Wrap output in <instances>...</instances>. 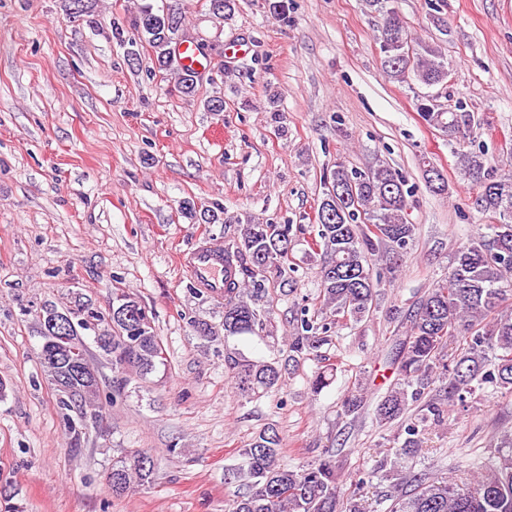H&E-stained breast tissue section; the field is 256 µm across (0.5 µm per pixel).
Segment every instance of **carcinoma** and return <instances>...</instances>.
Listing matches in <instances>:
<instances>
[{"label":"carcinoma","instance_id":"cac0c4a2","mask_svg":"<svg viewBox=\"0 0 512 512\" xmlns=\"http://www.w3.org/2000/svg\"><path fill=\"white\" fill-rule=\"evenodd\" d=\"M381 15L377 40L384 73L399 83L427 88L418 92L415 107L421 119L446 135L464 139L474 126L475 115L458 102L444 104L448 88V62L441 50L412 37L394 0H367ZM237 0H206L208 13L221 21L233 19ZM264 8L277 21L290 22L288 0H264ZM186 14L168 7L142 5L132 19L136 37L113 24L112 35L129 44L127 57L138 56V43L150 48L159 72L178 69L173 45L184 41ZM461 171L478 189L476 207L499 219L490 235H480L460 246L451 257L448 272L437 280L413 309L400 316L404 325L390 365L397 382L379 399L373 418L380 427L397 425L403 436L393 461L380 463L389 481L385 500L389 512H512V431L493 439L485 461L471 471L467 481L434 479L426 473H402L401 460L415 457L424 447L428 422L440 423L448 404L464 403L486 388L512 395V177H495L486 167L483 151L461 154ZM422 178L434 193L448 187L445 175L431 162L420 164ZM323 196L317 208L319 240L323 251L319 268L321 321L302 315L288 338V361L308 358L324 342V333L339 324H358L370 314L383 285L402 265L414 236L415 225L406 219L407 197L413 189L387 163L357 170L338 161L324 175ZM203 222L230 224L224 205L213 201L202 209ZM288 224H242L236 237L224 244V265L234 270V279L224 286V337L262 330L273 312L269 290L293 286L288 257L292 240ZM112 312L88 303L59 310L44 301L36 318L50 313L69 316L71 335L78 329L100 331L97 344L111 357L112 371L129 370L140 376L163 363V349L146 308L122 294ZM231 378L240 394L253 397L278 388L282 366L278 362L233 360ZM61 409L76 411L82 424L96 421L102 413L100 391L59 389ZM416 413H410L411 407ZM363 409L362 387L342 402L344 415ZM281 440L276 429L259 431L249 447L242 449L243 462L229 469L237 493L230 512H367L366 500L341 491L336 455L326 452L301 468L280 463ZM152 456L138 451L112 465L110 487L122 494L151 479ZM415 484L414 492L399 487Z\"/></svg>","mask_w":512,"mask_h":512}]
</instances>
